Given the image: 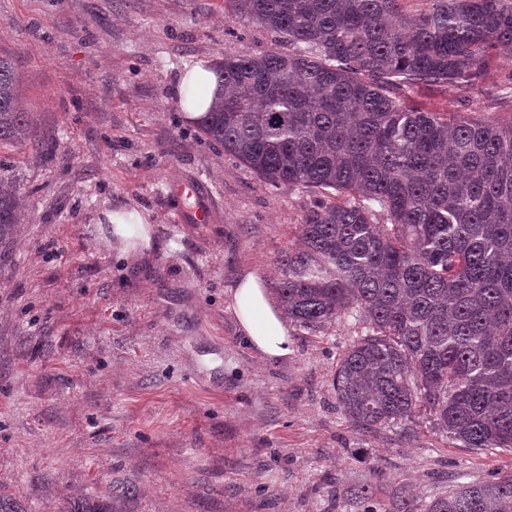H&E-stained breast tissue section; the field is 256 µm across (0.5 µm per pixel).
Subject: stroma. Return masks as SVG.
<instances>
[{
  "label": "stroma",
  "mask_w": 512,
  "mask_h": 512,
  "mask_svg": "<svg viewBox=\"0 0 512 512\" xmlns=\"http://www.w3.org/2000/svg\"><path fill=\"white\" fill-rule=\"evenodd\" d=\"M232 0H0L33 137L0 145L25 195L0 260V489L27 512L127 486L129 512H391L464 482L512 475V449L478 451L426 410L356 430L336 406L345 318L265 361L229 307L242 271L282 278L313 192L271 186L188 120L185 69L279 50ZM405 107L512 121V49L470 87L418 85ZM199 185L213 221L173 222L169 187ZM137 212L148 242L106 214Z\"/></svg>",
  "instance_id": "stroma-1"
}]
</instances>
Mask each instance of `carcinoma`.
<instances>
[{
    "label": "carcinoma",
    "instance_id": "obj_1",
    "mask_svg": "<svg viewBox=\"0 0 512 512\" xmlns=\"http://www.w3.org/2000/svg\"><path fill=\"white\" fill-rule=\"evenodd\" d=\"M285 45L224 56L200 133L274 185L319 196L303 248L282 256L288 318L352 317L339 407L377 431L424 407L467 448H512V122L448 120L401 105L417 84L472 86L512 46V0H234ZM32 144L13 64L0 58V145ZM0 161V258L24 196ZM127 491L66 512H123ZM423 512H512V476L455 485Z\"/></svg>",
    "mask_w": 512,
    "mask_h": 512
}]
</instances>
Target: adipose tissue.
I'll list each match as a JSON object with an SVG mask.
<instances>
[{"label": "adipose tissue", "mask_w": 512, "mask_h": 512, "mask_svg": "<svg viewBox=\"0 0 512 512\" xmlns=\"http://www.w3.org/2000/svg\"><path fill=\"white\" fill-rule=\"evenodd\" d=\"M231 307L241 333L265 358L280 360L292 354L288 326L261 274L243 272L231 290Z\"/></svg>", "instance_id": "adipose-tissue-1"}]
</instances>
